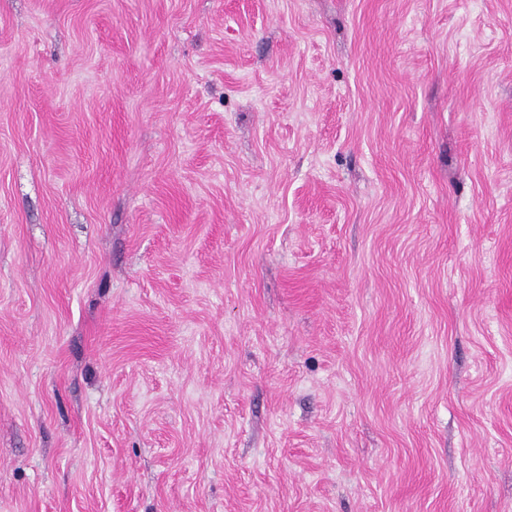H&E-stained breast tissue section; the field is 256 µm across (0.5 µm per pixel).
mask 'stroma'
Listing matches in <instances>:
<instances>
[{
    "mask_svg": "<svg viewBox=\"0 0 512 512\" xmlns=\"http://www.w3.org/2000/svg\"><path fill=\"white\" fill-rule=\"evenodd\" d=\"M0 512H512V0H0Z\"/></svg>",
    "mask_w": 512,
    "mask_h": 512,
    "instance_id": "1",
    "label": "stroma"
}]
</instances>
